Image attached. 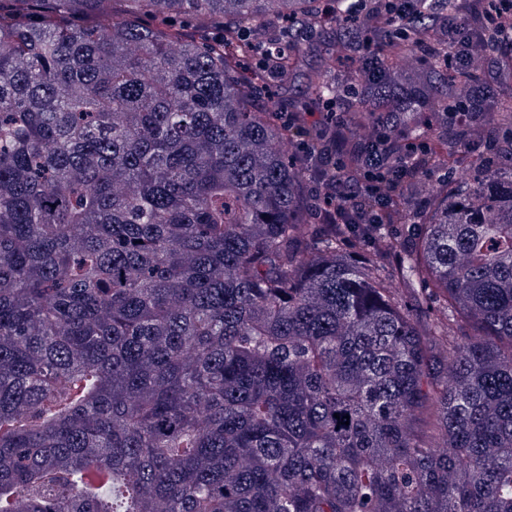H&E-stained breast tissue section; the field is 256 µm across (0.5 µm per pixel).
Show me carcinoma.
Returning a JSON list of instances; mask_svg holds the SVG:
<instances>
[{"mask_svg": "<svg viewBox=\"0 0 512 512\" xmlns=\"http://www.w3.org/2000/svg\"><path fill=\"white\" fill-rule=\"evenodd\" d=\"M333 2L0 0V512H512V82L471 97L465 0L309 66L279 23ZM246 29L402 223L315 219Z\"/></svg>", "mask_w": 512, "mask_h": 512, "instance_id": "1", "label": "carcinoma"}]
</instances>
